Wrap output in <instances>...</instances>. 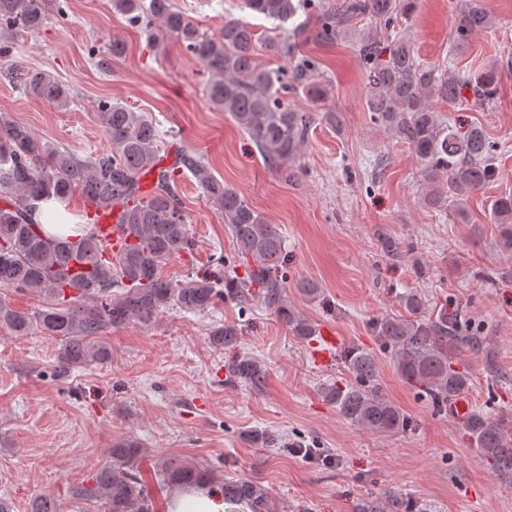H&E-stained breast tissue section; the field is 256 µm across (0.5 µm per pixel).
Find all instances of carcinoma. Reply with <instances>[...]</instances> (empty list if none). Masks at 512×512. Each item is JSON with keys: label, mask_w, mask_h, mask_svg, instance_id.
Returning a JSON list of instances; mask_svg holds the SVG:
<instances>
[{"label": "carcinoma", "mask_w": 512, "mask_h": 512, "mask_svg": "<svg viewBox=\"0 0 512 512\" xmlns=\"http://www.w3.org/2000/svg\"><path fill=\"white\" fill-rule=\"evenodd\" d=\"M415 0H345L318 19L317 38L333 42L348 21L372 17L390 32L398 12ZM314 0H240L235 8L276 22L261 38L247 17H230L216 34L204 32L174 0H112V8L127 21L145 29L155 44L176 37L185 50L211 73L207 96L227 114L265 156L271 166L291 180L312 117L288 107L282 96L301 91L313 102L326 96V85L316 76L314 63L298 55V45L280 33L300 13L313 9ZM57 0H0V61L13 57L9 36L37 31L54 12ZM493 17L472 0L460 12L458 35L489 29ZM270 55L295 61L292 82L284 72L260 66L257 44ZM388 59L381 60L383 52ZM357 52L372 72L373 91L367 100L372 119L408 144L425 176L433 181L425 202L441 209L452 196L458 200L496 177L491 160L497 151L480 126L463 135L441 122L430 101L439 97L448 105L480 111L492 105L504 71L489 64L462 79L458 74L422 66L412 43L395 38L381 46L376 36L363 38ZM0 75L19 84L22 92L67 106L70 88L41 69L16 64ZM100 118L110 149L82 158L66 149L51 148L27 127L0 120V288H19L48 298V303L28 313L12 309L0 300V326L15 336L37 328L61 341L63 370L112 358L104 339L108 329H119L138 320L149 322L175 306L193 314L204 313L224 298L242 306L259 299L276 309L290 330L303 339L316 335L315 325L284 299L283 279L288 265L282 234L268 223L239 193L217 179L204 161L181 153L161 171L151 193L142 191L140 174L155 166L164 141L151 117L130 106L110 102L101 106ZM188 169L206 197L224 212L237 246V255L249 261L244 275L218 267L196 274L187 285L162 275L172 259L194 249L189 224L182 210L178 174ZM101 208L120 211L126 242L112 254L95 226L73 237L47 234L35 218L39 203L50 198L69 200L75 190ZM490 219L503 225L505 244H512V196L497 199ZM81 263L79 271L72 264ZM408 317H385L373 323V332L390 350L399 377L424 394L437 411L464 395L470 373L456 367L457 352L467 350L496 368L494 351L482 329L469 322L462 307L444 303L432 313L421 294L400 296ZM241 335L227 323L210 334L212 344L231 348ZM342 360L354 382L331 384L326 397L350 424L375 433L396 434L412 427L411 419L384 394L379 362L363 348L344 350ZM231 381L260 391L267 379L263 364L248 354L237 353L225 365ZM464 425L481 456L500 474L512 475V430L488 413L470 412ZM112 466L98 472L92 486L74 489L77 499L95 501L104 512H149V493L137 476L146 449L128 438L112 446ZM164 480L171 485H198L209 472L182 463L176 457L161 464ZM224 501L244 505L251 512H277L262 484L249 479H226ZM359 512H417V505L398 493L380 501H365Z\"/></svg>", "instance_id": "obj_1"}]
</instances>
